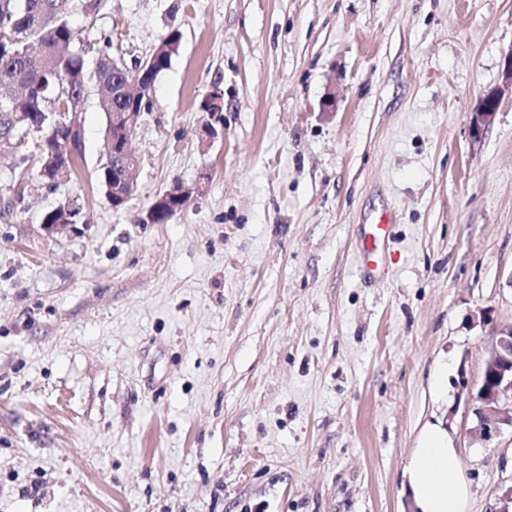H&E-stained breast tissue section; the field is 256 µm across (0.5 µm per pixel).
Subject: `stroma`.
Listing matches in <instances>:
<instances>
[{"label":"stroma","instance_id":"obj_1","mask_svg":"<svg viewBox=\"0 0 512 512\" xmlns=\"http://www.w3.org/2000/svg\"><path fill=\"white\" fill-rule=\"evenodd\" d=\"M74 22L90 67L181 40L124 209L95 177L96 87L70 182L0 143V512H410L428 424L470 512H493L512 430H469L512 324V97L472 126L512 0H102ZM178 183L185 208L150 223ZM65 202L81 219L46 231ZM383 208L394 238L368 281L361 224ZM192 193V189L189 187L181 186L179 191H169L164 193L162 196L158 197L157 200L151 206L148 212V219L151 223H155L157 219L162 215V212L168 208V206H172L174 210L180 208V206H176L171 204L172 201L181 203L184 199L189 197Z\"/></svg>","mask_w":512,"mask_h":512}]
</instances>
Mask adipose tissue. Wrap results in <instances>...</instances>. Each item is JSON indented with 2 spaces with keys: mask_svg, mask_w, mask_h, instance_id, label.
<instances>
[{
  "mask_svg": "<svg viewBox=\"0 0 512 512\" xmlns=\"http://www.w3.org/2000/svg\"><path fill=\"white\" fill-rule=\"evenodd\" d=\"M414 512H468L469 489L448 434L426 426L408 465Z\"/></svg>",
  "mask_w": 512,
  "mask_h": 512,
  "instance_id": "obj_1",
  "label": "adipose tissue"
}]
</instances>
